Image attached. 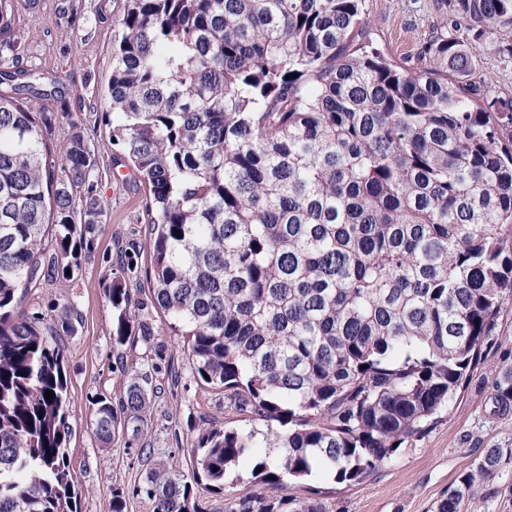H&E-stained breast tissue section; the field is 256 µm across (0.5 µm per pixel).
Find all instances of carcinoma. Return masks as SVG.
Returning <instances> with one entry per match:
<instances>
[{
    "instance_id": "1",
    "label": "carcinoma",
    "mask_w": 512,
    "mask_h": 512,
    "mask_svg": "<svg viewBox=\"0 0 512 512\" xmlns=\"http://www.w3.org/2000/svg\"><path fill=\"white\" fill-rule=\"evenodd\" d=\"M445 2L400 65L366 40L364 0H125L106 115L147 190L149 302L244 425H204L191 473L116 485L109 512L131 497L203 512L242 461L258 490L230 492L224 512H326L288 483L365 480L465 390L512 303V95L474 80L512 0ZM13 21L0 0V35ZM0 67V512H79L63 350L23 303L71 280L106 208L82 131L56 170L41 105L55 81L33 80L15 40ZM105 296L122 345L140 301L122 276ZM50 328L71 333L70 312ZM493 385L505 412L512 369ZM154 393L134 368L120 407L96 397L98 441L140 438ZM511 459L486 449L433 512H462Z\"/></svg>"
}]
</instances>
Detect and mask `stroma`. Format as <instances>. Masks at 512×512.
I'll use <instances>...</instances> for the list:
<instances>
[{"label":"stroma","mask_w":512,"mask_h":512,"mask_svg":"<svg viewBox=\"0 0 512 512\" xmlns=\"http://www.w3.org/2000/svg\"><path fill=\"white\" fill-rule=\"evenodd\" d=\"M125 0H12L14 30L25 64L56 76L61 98L45 100L55 125L51 148L81 128L98 158L96 194L106 206L105 223L92 252L83 254L68 286L49 282L32 289L29 311L50 313L65 305L75 330L60 337L70 396L72 437L69 455L80 512H109L112 488L130 485L158 465L177 474L191 471L188 443L202 421L224 420V396L197 386L184 365L178 337L160 334L162 316L148 305L145 276L127 281L142 299L141 313L152 333L125 344L112 343V307L105 297L121 273L125 252L147 239L146 191L137 179L115 178L120 149L112 143L106 116L112 70L113 23ZM445 12L444 0H366L368 35L395 61L416 51L422 32ZM499 336L484 348L464 393L450 402L441 421L424 436L403 444L378 471L355 484H338L322 472L289 484V497L303 500L319 489L327 512H432L441 494L472 469L485 449L512 448V411L498 412L493 379L512 367V305L499 321ZM153 364L159 393L151 406L147 437L134 441L142 462L131 465L124 441L102 447L89 424L91 400L101 394L119 399L126 373L141 362ZM512 484V464L484 482L467 512H512V498L500 489Z\"/></svg>","instance_id":"1"}]
</instances>
